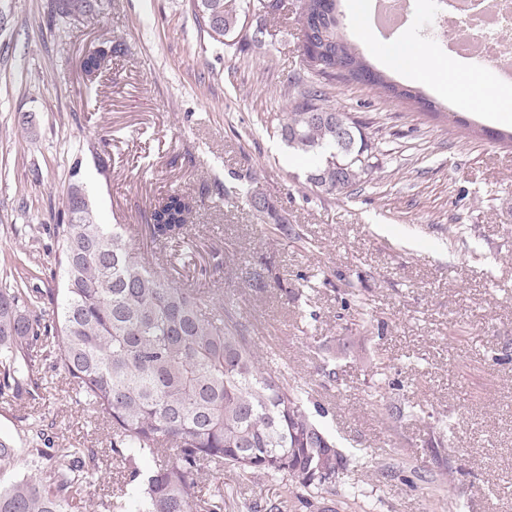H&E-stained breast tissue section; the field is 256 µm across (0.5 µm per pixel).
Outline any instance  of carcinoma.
<instances>
[{
  "label": "carcinoma",
  "mask_w": 512,
  "mask_h": 512,
  "mask_svg": "<svg viewBox=\"0 0 512 512\" xmlns=\"http://www.w3.org/2000/svg\"><path fill=\"white\" fill-rule=\"evenodd\" d=\"M338 0H301L304 29L319 55H304L313 76L376 87L387 99L427 101L395 83L353 45L337 20ZM243 12L271 14L278 0H244ZM207 35L224 43L240 18L226 0H196ZM280 135L310 167L326 195H347L373 173L372 146L361 124L310 87L289 102ZM56 227L62 287L0 282V398L38 390L44 367L60 368L76 402L105 413L112 452L127 469L128 512H223L221 486L197 494L201 472L230 468L242 476L280 477L306 492L336 485L349 459L306 407L304 393L265 370L248 325L224 298L184 287L153 270L120 224H102L83 184L74 179ZM193 205L170 191L145 215L155 242L185 236ZM44 429L27 430L30 474L0 486V512H99L84 498L98 470L93 448H39ZM17 448L0 440V472ZM150 457L154 466L140 468Z\"/></svg>",
  "instance_id": "cac0c4a2"
}]
</instances>
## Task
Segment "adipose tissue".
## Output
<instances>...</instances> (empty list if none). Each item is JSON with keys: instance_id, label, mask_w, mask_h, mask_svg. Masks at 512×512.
<instances>
[{"instance_id": "obj_1", "label": "adipose tissue", "mask_w": 512, "mask_h": 512, "mask_svg": "<svg viewBox=\"0 0 512 512\" xmlns=\"http://www.w3.org/2000/svg\"><path fill=\"white\" fill-rule=\"evenodd\" d=\"M391 67L436 83L467 106L488 104L495 112H512V86L497 85L480 71L467 72L458 62L435 56L430 49L402 35L385 49Z\"/></svg>"}]
</instances>
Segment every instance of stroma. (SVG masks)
Here are the masks:
<instances>
[{"label": "stroma", "mask_w": 512, "mask_h": 512, "mask_svg": "<svg viewBox=\"0 0 512 512\" xmlns=\"http://www.w3.org/2000/svg\"><path fill=\"white\" fill-rule=\"evenodd\" d=\"M413 4L408 29L448 56L436 0ZM298 15L299 0H280L228 48L200 32L194 0H101L66 21L53 0H0V275L58 286L54 227L79 176L102 223L136 226L150 263L235 303L266 368L324 408L321 424L351 457L308 500L285 480L225 470L224 512L283 500L288 512H512V145L489 136L507 123L461 106L437 118L362 83L322 82L363 123L375 168L350 196L318 192L278 133L289 97L312 82ZM107 43L117 53L87 80L83 57ZM245 187L297 238L273 236ZM173 189L194 200L192 226L162 244L144 213ZM260 266L258 290L249 274ZM39 418L44 450L97 449L87 495L127 512L112 431L57 369L34 395L0 399V439L18 450L0 481L29 475L25 433Z\"/></svg>", "instance_id": "stroma-1"}]
</instances>
